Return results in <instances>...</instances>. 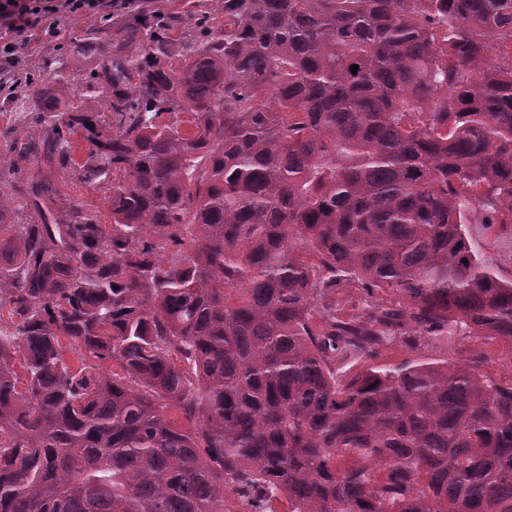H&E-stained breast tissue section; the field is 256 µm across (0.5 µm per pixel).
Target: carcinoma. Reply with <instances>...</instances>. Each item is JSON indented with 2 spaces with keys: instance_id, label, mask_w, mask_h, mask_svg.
<instances>
[{
  "instance_id": "obj_1",
  "label": "carcinoma",
  "mask_w": 512,
  "mask_h": 512,
  "mask_svg": "<svg viewBox=\"0 0 512 512\" xmlns=\"http://www.w3.org/2000/svg\"><path fill=\"white\" fill-rule=\"evenodd\" d=\"M212 2L0 98V512H512V359L383 360L512 341V0ZM21 107L17 109H0V157L7 160L10 155V143L15 136L21 135L25 130L28 119H24V115L35 112H19ZM51 183L60 191L61 194L66 193L68 196L88 205L92 209H98L103 216V222L107 224L109 220V211L107 208V197L109 195L107 185L104 186H81L74 185L69 181H65L63 176L54 170V177L48 174ZM471 245L491 264L503 280H512V224H467Z\"/></svg>"
}]
</instances>
